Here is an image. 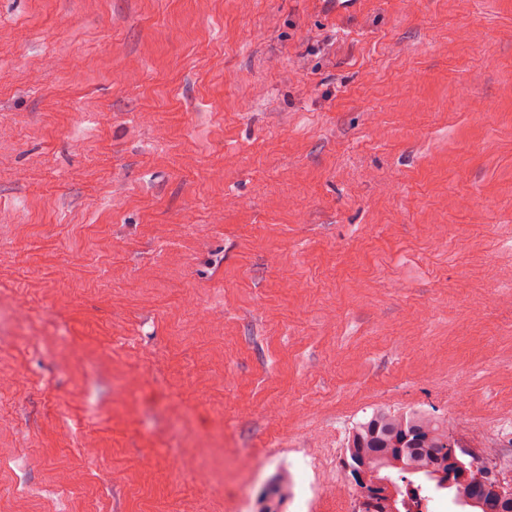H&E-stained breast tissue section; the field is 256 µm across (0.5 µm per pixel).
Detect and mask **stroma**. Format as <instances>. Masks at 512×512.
Here are the masks:
<instances>
[{
	"label": "stroma",
	"instance_id": "stroma-1",
	"mask_svg": "<svg viewBox=\"0 0 512 512\" xmlns=\"http://www.w3.org/2000/svg\"><path fill=\"white\" fill-rule=\"evenodd\" d=\"M1 300L0 512H353L377 407L512 487V0H0Z\"/></svg>",
	"mask_w": 512,
	"mask_h": 512
}]
</instances>
